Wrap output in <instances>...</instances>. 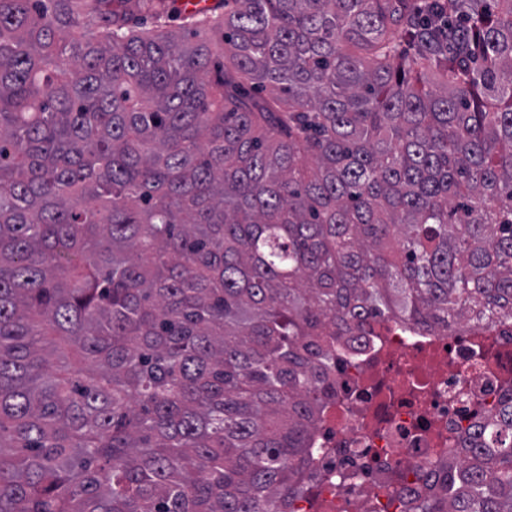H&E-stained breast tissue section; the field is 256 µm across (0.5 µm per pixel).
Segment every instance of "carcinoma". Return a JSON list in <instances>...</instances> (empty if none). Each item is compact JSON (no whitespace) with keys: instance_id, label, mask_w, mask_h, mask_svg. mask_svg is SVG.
<instances>
[{"instance_id":"carcinoma-1","label":"carcinoma","mask_w":512,"mask_h":512,"mask_svg":"<svg viewBox=\"0 0 512 512\" xmlns=\"http://www.w3.org/2000/svg\"><path fill=\"white\" fill-rule=\"evenodd\" d=\"M389 316L512 318V0H0V512H288ZM417 510L512 512V392Z\"/></svg>"}]
</instances>
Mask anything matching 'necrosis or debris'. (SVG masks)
<instances>
[{
  "mask_svg": "<svg viewBox=\"0 0 512 512\" xmlns=\"http://www.w3.org/2000/svg\"><path fill=\"white\" fill-rule=\"evenodd\" d=\"M327 344V394L290 512H416L512 379V321L448 333L385 318Z\"/></svg>",
  "mask_w": 512,
  "mask_h": 512,
  "instance_id": "1",
  "label": "necrosis or debris"
}]
</instances>
